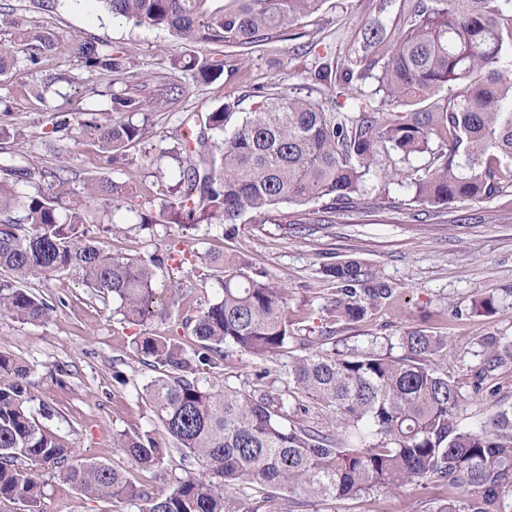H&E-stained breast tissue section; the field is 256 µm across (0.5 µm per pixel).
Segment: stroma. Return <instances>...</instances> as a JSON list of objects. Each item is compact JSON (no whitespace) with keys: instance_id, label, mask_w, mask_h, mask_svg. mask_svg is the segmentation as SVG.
Returning a JSON list of instances; mask_svg holds the SVG:
<instances>
[{"instance_id":"35a3bbf8","label":"stroma","mask_w":512,"mask_h":512,"mask_svg":"<svg viewBox=\"0 0 512 512\" xmlns=\"http://www.w3.org/2000/svg\"><path fill=\"white\" fill-rule=\"evenodd\" d=\"M409 0H326L323 8L285 35L269 39L248 58L235 50L198 44L185 49L167 31L112 19L94 0H56L52 10L28 13L29 0H0L18 17L33 18L42 31L59 43L95 37L114 49L134 52V71L127 79L105 72H91L64 52L43 57L39 68L19 61L11 76H0V111L18 119L25 147L40 165L52 167L58 160L80 173H97L103 158L96 143L82 136V113L109 109L111 94L127 93L146 98L145 138L126 150L115 181L134 179L137 191H150L161 200L177 177V164L159 158L161 149L177 140L188 117L204 114L227 102L240 111L252 108L254 92H280L310 96L325 108L343 110L349 88L344 82L327 87L314 74L324 62L348 65L360 48V30L369 20H382L386 45H393L408 11ZM192 53L223 61L228 75L203 84L175 66V58ZM54 80L56 91L46 98L32 93L33 85ZM63 114L71 133L63 142L61 157L47 155L41 143L51 127L53 114ZM94 209L101 224L121 225L109 235L112 253L134 256L148 241L177 243L190 254L185 264L164 268L159 281L177 279L191 306L213 301L221 288L222 273L207 257L218 252L239 253L248 273L262 272L288 289V315L298 335L324 337V349L360 353L392 350L400 354L399 338L412 330H426L448 339V357L438 361L460 386L464 399L456 413L459 428L483 420L491 401L512 403V364L492 371L483 383L482 395L473 384L482 364V343L489 337H512V193L480 201H461L439 208L420 203L406 184L376 177L368 196L353 208L337 210L332 223L285 229L283 221L249 223L233 237L221 228L201 224L181 231L174 224L141 231L134 214L112 211L103 204ZM355 261L389 284L392 297L372 309L362 320L344 323L327 312L338 289L327 275L328 267ZM36 294L56 306L51 319L41 324L0 320V346L33 367V410L51 407L55 415L49 428L76 454L93 457L126 469L129 477L156 494L169 490V473L130 466L112 446L116 431L159 430L143 387L158 371L131 349L144 332L159 336H185L180 320L146 327L125 322L115 314L113 301L91 297L78 272L69 271L31 279ZM493 297L492 313L473 311V301ZM287 354L255 359L228 350L217 383L240 386L268 369L276 389H284L282 376ZM68 371L66 387L52 374L56 367ZM44 512H119L108 499H89L53 476H46ZM439 483L410 485L399 491L379 489L326 501L291 495L289 512H430L435 499L447 497Z\"/></svg>"}]
</instances>
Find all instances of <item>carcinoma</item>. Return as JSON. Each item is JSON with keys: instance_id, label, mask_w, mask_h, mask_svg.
Segmentation results:
<instances>
[{"instance_id": "obj_1", "label": "carcinoma", "mask_w": 512, "mask_h": 512, "mask_svg": "<svg viewBox=\"0 0 512 512\" xmlns=\"http://www.w3.org/2000/svg\"><path fill=\"white\" fill-rule=\"evenodd\" d=\"M112 18L164 29L183 44L214 43L246 54L318 13L325 0H97ZM378 19L361 30L363 55L343 71L344 83L372 78L379 105L360 91L347 111H329L301 97L266 93L249 112L227 102L187 124L179 146L161 156L178 163L179 177L160 211L184 228L218 224L235 235L244 217L260 222L283 204L323 201L322 212L363 199L370 177H398L400 163L420 155L410 185L434 206L490 199L512 189V0H414L396 43L384 42ZM33 64L59 49L49 34L21 30L0 40V75L11 72L17 50ZM65 52L92 71L127 73L130 56L94 38L73 39ZM179 67L213 82L224 63L191 57ZM448 95L440 96L442 91ZM112 111L92 112L80 131L95 140L109 163L140 141L145 110L140 96L111 97ZM82 184V190L74 187ZM34 187L31 193L19 183ZM125 185L81 176L64 164L39 166L21 146L12 113L0 112V319L40 323L56 306L26 287L28 279L78 271L99 298L119 302L129 322L163 323L185 299L179 282L157 281L173 245L134 257L105 248L91 203L119 211ZM224 276L219 298L182 318L191 340L146 333L133 351L160 375L144 395L182 461L195 467L172 476L171 490L154 495L102 461L75 459V450L42 426L33 401L31 369L0 350V512L15 506L43 512L46 473L88 498L111 499L123 512H244L233 496L253 485L277 505L285 494L327 500L424 481L446 483L460 494L432 512H512V404L495 403L479 426L461 430L454 415L463 400L457 383L434 362L448 355V339L426 330L400 337L404 354L345 355L316 351L288 361L287 389L275 381L248 389L217 388L225 349L252 357L279 355L294 336L288 290L252 276L237 257L218 259ZM326 273L340 284L333 316L363 318L390 299L386 285L354 261ZM485 365L512 363V339L484 343ZM317 409L330 429L299 418ZM129 463L167 470L171 449L150 431L113 434Z\"/></svg>"}]
</instances>
